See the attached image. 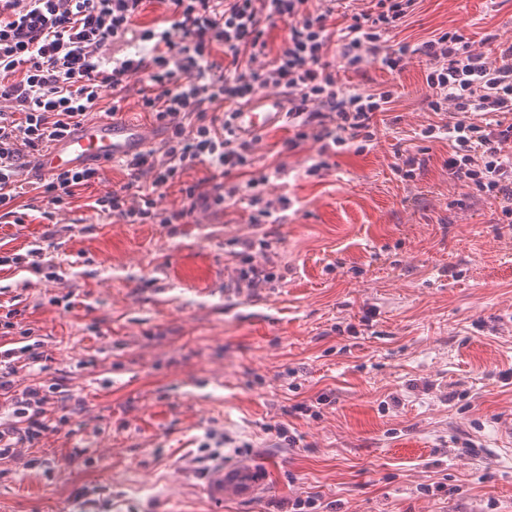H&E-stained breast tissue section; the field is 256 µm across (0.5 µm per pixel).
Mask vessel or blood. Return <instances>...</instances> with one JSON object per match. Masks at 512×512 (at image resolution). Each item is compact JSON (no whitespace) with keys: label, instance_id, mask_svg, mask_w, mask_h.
I'll return each mask as SVG.
<instances>
[{"label":"vessel or blood","instance_id":"obj_1","mask_svg":"<svg viewBox=\"0 0 512 512\" xmlns=\"http://www.w3.org/2000/svg\"><path fill=\"white\" fill-rule=\"evenodd\" d=\"M288 110L287 101L277 95H262L239 108L232 120L235 132L253 136L279 123ZM156 131L147 125L124 119L90 121L54 140L38 155L33 167L47 178L64 170H80L127 158L146 150L157 141ZM264 481L263 471L248 462L211 471L204 486L206 496L215 502L253 497Z\"/></svg>","mask_w":512,"mask_h":512}]
</instances>
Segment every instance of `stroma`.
Returning a JSON list of instances; mask_svg holds the SVG:
<instances>
[{
  "label": "stroma",
  "instance_id": "stroma-1",
  "mask_svg": "<svg viewBox=\"0 0 512 512\" xmlns=\"http://www.w3.org/2000/svg\"><path fill=\"white\" fill-rule=\"evenodd\" d=\"M451 30L512 41V0H417L393 39ZM424 69L336 68L340 90L398 98L374 142L321 175L319 142L288 154L285 128L263 130L259 167H285L265 188L288 201L280 223L231 201L183 224L97 216L89 202L128 181L109 164L53 218L0 220L2 253L57 232L52 279L0 269V300L49 356L14 389H67L46 406L57 431L0 460V512H512V224L449 176ZM398 146L425 152L415 180L394 173ZM241 240L276 275L263 288L240 285ZM211 432L225 464L264 469L255 498L204 494ZM199 451L203 455L195 458L198 463H216V465L224 463V436L208 433L206 441L201 444Z\"/></svg>",
  "mask_w": 512,
  "mask_h": 512
}]
</instances>
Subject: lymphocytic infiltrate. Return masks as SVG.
<instances>
[{
    "label": "lymphocytic infiltrate",
    "mask_w": 512,
    "mask_h": 512,
    "mask_svg": "<svg viewBox=\"0 0 512 512\" xmlns=\"http://www.w3.org/2000/svg\"><path fill=\"white\" fill-rule=\"evenodd\" d=\"M163 2L172 17L160 27L140 25L146 0H0V216L23 223L20 198L32 209H61L101 181L96 167L59 172L35 186L25 171L53 140L91 120L108 94L106 117L121 114L133 97L166 136L159 148L119 160L129 180L90 202L95 214L126 224H182L245 194L256 209L253 223H276L261 189L283 168L252 176L258 140L235 134V107L261 89L285 98L292 135L282 149L321 142L323 157L308 169L314 175L328 168L335 148L372 141L376 116L395 100L391 88L340 92L336 66L359 72L374 62L397 76L417 56L426 65L429 109L448 115L449 175L512 221V124L501 121L512 113L511 42L494 46L493 65L456 31L416 45L391 43L416 0H370L368 9L345 13L341 28L332 22L336 0ZM285 21L288 37L271 49L269 33ZM200 165L221 171L225 182H183L184 172ZM173 185L181 206L160 207V191ZM18 316L10 307L0 313V336L22 341L0 350V395L12 409L11 423L0 424V460L52 432L43 406L48 394L64 390L56 379L14 392L18 371L45 360L31 341L33 328Z\"/></svg>",
    "instance_id": "1"
}]
</instances>
